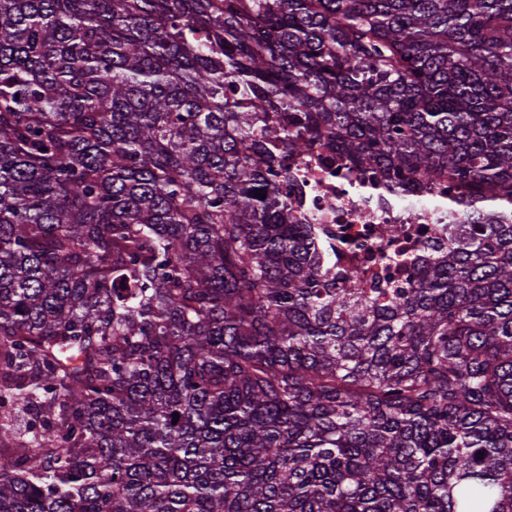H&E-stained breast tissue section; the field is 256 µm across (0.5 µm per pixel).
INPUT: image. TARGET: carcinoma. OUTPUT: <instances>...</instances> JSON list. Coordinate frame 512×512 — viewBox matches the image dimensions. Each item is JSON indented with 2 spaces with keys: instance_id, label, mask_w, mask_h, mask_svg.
Returning a JSON list of instances; mask_svg holds the SVG:
<instances>
[{
  "instance_id": "obj_1",
  "label": "carcinoma",
  "mask_w": 512,
  "mask_h": 512,
  "mask_svg": "<svg viewBox=\"0 0 512 512\" xmlns=\"http://www.w3.org/2000/svg\"><path fill=\"white\" fill-rule=\"evenodd\" d=\"M281 146L487 223L338 288ZM1 377L0 512H512V0H0Z\"/></svg>"
}]
</instances>
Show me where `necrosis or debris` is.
<instances>
[{
    "label": "necrosis or debris",
    "mask_w": 512,
    "mask_h": 512,
    "mask_svg": "<svg viewBox=\"0 0 512 512\" xmlns=\"http://www.w3.org/2000/svg\"><path fill=\"white\" fill-rule=\"evenodd\" d=\"M288 164L294 214L299 223L315 226L318 247L336 274L337 287H349L356 272L358 288L369 297L411 287L421 259L447 245L456 225L482 218L479 208L450 205L444 186L417 194L384 185L363 188L362 174L337 171L316 149L289 156Z\"/></svg>",
    "instance_id": "4bbe7bcc"
}]
</instances>
